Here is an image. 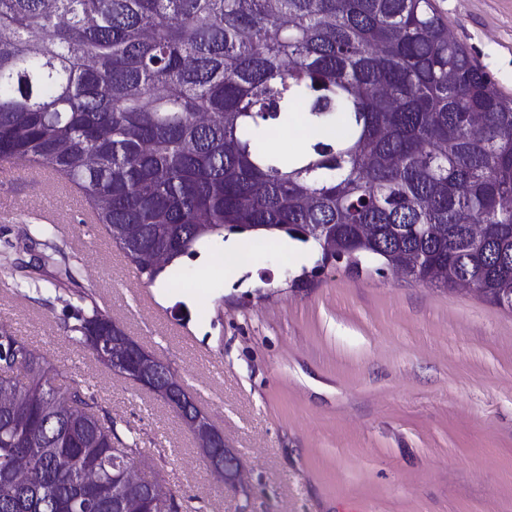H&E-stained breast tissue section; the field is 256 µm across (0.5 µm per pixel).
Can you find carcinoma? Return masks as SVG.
Instances as JSON below:
<instances>
[{"label":"carcinoma","instance_id":"1","mask_svg":"<svg viewBox=\"0 0 512 512\" xmlns=\"http://www.w3.org/2000/svg\"><path fill=\"white\" fill-rule=\"evenodd\" d=\"M294 112L336 133L285 157L269 133ZM0 159L76 187L151 282L263 230L512 307V98L448 39L435 0H0ZM147 251L164 262L142 267ZM77 296L73 339L140 376L90 343L112 320ZM8 339L0 512H113L117 459L143 450Z\"/></svg>","mask_w":512,"mask_h":512}]
</instances>
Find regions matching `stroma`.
Wrapping results in <instances>:
<instances>
[{
  "instance_id": "stroma-1",
  "label": "stroma",
  "mask_w": 512,
  "mask_h": 512,
  "mask_svg": "<svg viewBox=\"0 0 512 512\" xmlns=\"http://www.w3.org/2000/svg\"><path fill=\"white\" fill-rule=\"evenodd\" d=\"M450 34L512 97V0H436ZM0 329L59 372V386L137 437L182 512H512V311L476 292L375 267L319 266L261 234L224 275L216 241L155 283L98 225L57 207L41 179L0 182ZM56 238L79 282L124 332L167 364L235 448L246 492L212 480L194 436L162 399L96 361L67 331L78 299L21 286L14 264Z\"/></svg>"
}]
</instances>
